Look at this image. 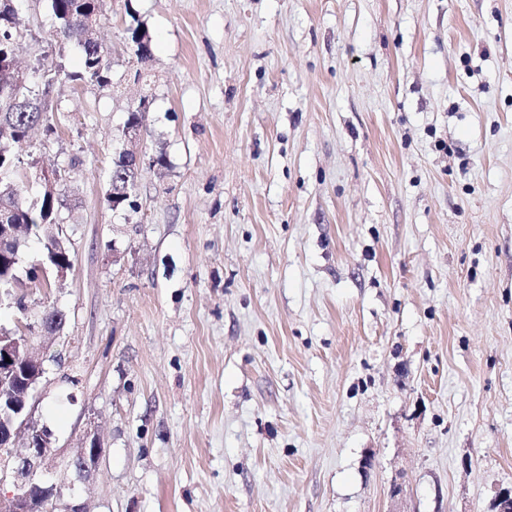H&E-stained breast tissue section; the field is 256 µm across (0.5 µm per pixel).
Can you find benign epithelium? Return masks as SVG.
I'll list each match as a JSON object with an SVG mask.
<instances>
[{
	"mask_svg": "<svg viewBox=\"0 0 512 512\" xmlns=\"http://www.w3.org/2000/svg\"><path fill=\"white\" fill-rule=\"evenodd\" d=\"M56 225H49L47 257L66 251ZM18 225L0 224V254L9 255V246L17 237ZM32 326L17 322V328L0 327V482L13 479L15 491L0 498V512H27L29 495L21 490L30 485L52 448L51 434L31 420L29 405L44 376L46 356L34 348L27 334ZM96 438L79 449L72 458L78 478H83L99 461ZM493 512H512V488L499 490Z\"/></svg>",
	"mask_w": 512,
	"mask_h": 512,
	"instance_id": "7a95c632",
	"label": "benign epithelium"
}]
</instances>
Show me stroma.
Segmentation results:
<instances>
[{
	"label": "stroma",
	"mask_w": 512,
	"mask_h": 512,
	"mask_svg": "<svg viewBox=\"0 0 512 512\" xmlns=\"http://www.w3.org/2000/svg\"><path fill=\"white\" fill-rule=\"evenodd\" d=\"M19 19V65L56 75V132L19 152L61 173L72 258L23 314L66 316L31 402L42 482L86 512H492L512 487V0H102L105 87L70 80L48 0ZM144 96L135 149L166 164L123 215L103 198ZM100 448L95 437L91 438L90 445L80 448L70 465L73 463L75 472L79 479H82L86 473L95 468L100 458Z\"/></svg>",
	"instance_id": "35a3bbf8"
}]
</instances>
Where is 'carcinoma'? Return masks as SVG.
I'll return each mask as SVG.
<instances>
[{
  "mask_svg": "<svg viewBox=\"0 0 512 512\" xmlns=\"http://www.w3.org/2000/svg\"><path fill=\"white\" fill-rule=\"evenodd\" d=\"M11 0H0V59L11 58L18 36L17 15ZM49 8L58 23V35L63 42H75L83 50L82 70L74 79L92 85L106 86L110 82V62L95 31L87 24L88 16L97 11V0H49ZM53 106L46 98L44 87L37 82L16 85L0 71V210L8 220L24 224L27 233L13 245L14 260L0 264V301L12 296L15 279L30 275L34 268L20 270V257L28 236L40 237V225L59 223L58 202L47 194L30 202L24 195V184L32 167L14 152V145L25 141L30 131L42 124L53 131L50 112Z\"/></svg>",
  "mask_w": 512,
  "mask_h": 512,
  "instance_id": "carcinoma-1",
  "label": "carcinoma"
}]
</instances>
